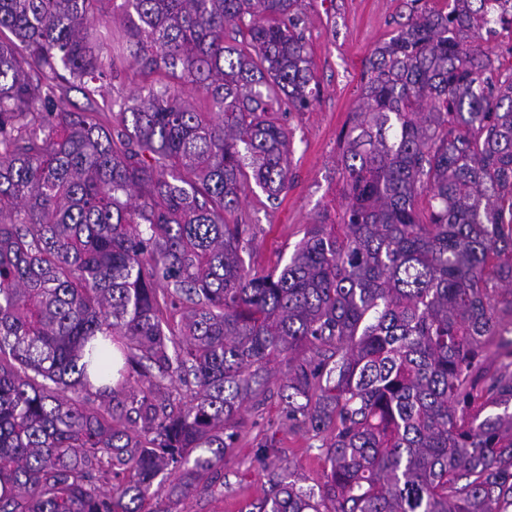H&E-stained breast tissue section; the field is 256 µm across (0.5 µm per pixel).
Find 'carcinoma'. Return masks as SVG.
Segmentation results:
<instances>
[{
  "label": "carcinoma",
  "mask_w": 512,
  "mask_h": 512,
  "mask_svg": "<svg viewBox=\"0 0 512 512\" xmlns=\"http://www.w3.org/2000/svg\"><path fill=\"white\" fill-rule=\"evenodd\" d=\"M494 2L410 0L343 131L340 221L265 271L238 211L254 185L288 189L282 118L316 100L301 0H0V512H144L163 472L187 497L281 357L288 420L324 435L328 472L249 512H512ZM105 4L128 24L103 58ZM130 59L135 97L60 106Z\"/></svg>",
  "instance_id": "obj_1"
}]
</instances>
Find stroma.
<instances>
[{
    "mask_svg": "<svg viewBox=\"0 0 512 512\" xmlns=\"http://www.w3.org/2000/svg\"><path fill=\"white\" fill-rule=\"evenodd\" d=\"M404 2L302 0L317 99L309 110L285 118L292 133V183L287 193L275 204L258 188L242 199L240 211L252 237L244 255L250 266L265 270L284 266L307 225L339 221L346 204L339 136L359 99L364 62L405 22ZM141 86L136 65L129 63L120 78L105 86L101 98L91 102L73 89L62 105L74 112L99 109L106 99L138 94ZM272 370L266 394L248 401L237 414L221 471L198 481L176 512H247L279 475L291 477L305 489L323 484L327 467L321 440L309 429L288 422L281 402L287 367L278 362ZM263 447L268 457H261Z\"/></svg>",
    "mask_w": 512,
    "mask_h": 512,
    "instance_id": "35a3bbf8",
    "label": "stroma"
}]
</instances>
